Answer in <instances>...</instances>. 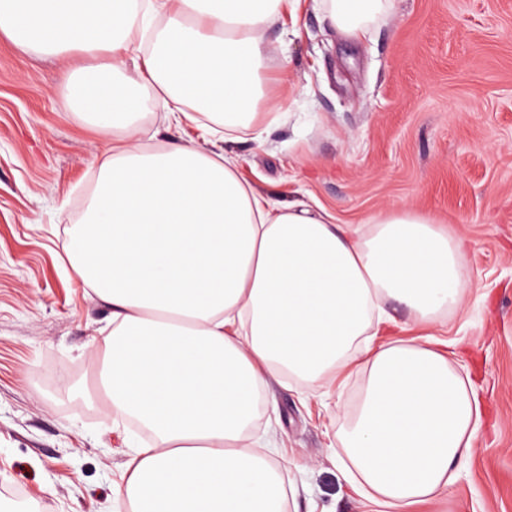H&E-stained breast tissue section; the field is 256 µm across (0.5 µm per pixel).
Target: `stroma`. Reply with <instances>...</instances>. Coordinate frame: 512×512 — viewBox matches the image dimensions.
<instances>
[{
    "label": "stroma",
    "mask_w": 512,
    "mask_h": 512,
    "mask_svg": "<svg viewBox=\"0 0 512 512\" xmlns=\"http://www.w3.org/2000/svg\"><path fill=\"white\" fill-rule=\"evenodd\" d=\"M276 49L256 109L287 98L264 144L225 142L241 177L343 224L386 205L464 235L463 316L442 333L483 410L447 496L417 512H512V0H394L360 43L303 0L267 31ZM63 62L0 40V503L117 512L145 442L97 382L111 307L64 254L112 131L70 109ZM270 383L255 423L277 444L288 512H371L336 463L362 383Z\"/></svg>",
    "instance_id": "stroma-1"
}]
</instances>
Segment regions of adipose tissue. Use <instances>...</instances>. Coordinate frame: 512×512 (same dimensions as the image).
Wrapping results in <instances>:
<instances>
[{"instance_id": "obj_1", "label": "adipose tissue", "mask_w": 512, "mask_h": 512, "mask_svg": "<svg viewBox=\"0 0 512 512\" xmlns=\"http://www.w3.org/2000/svg\"><path fill=\"white\" fill-rule=\"evenodd\" d=\"M289 2L0 0V37L61 60L77 110L125 132L99 162L65 253L112 307L108 399L153 435L116 491L130 512H286L272 439L245 441L283 373L321 385L363 370L359 412L337 443L347 478L385 512L445 495L481 424L475 392L423 335L462 308L464 240L407 205L363 228L273 201L220 146L224 132L264 138L266 32ZM314 6L359 41L392 0ZM153 103L167 126H198L200 143L145 151L136 124ZM390 300L416 336L377 344L368 332Z\"/></svg>"}]
</instances>
